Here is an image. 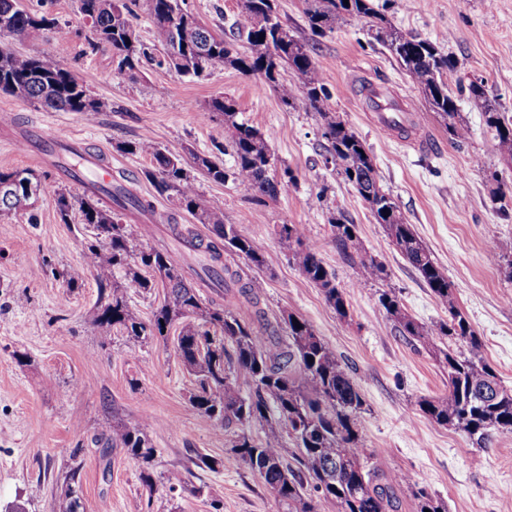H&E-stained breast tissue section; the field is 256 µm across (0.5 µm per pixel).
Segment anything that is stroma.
Instances as JSON below:
<instances>
[{"label": "stroma", "instance_id": "1", "mask_svg": "<svg viewBox=\"0 0 512 512\" xmlns=\"http://www.w3.org/2000/svg\"><path fill=\"white\" fill-rule=\"evenodd\" d=\"M20 3L55 20L43 41L21 45V52L44 54L69 68L108 107L90 120L0 92V171L25 169L42 184L34 208L0 214V512L16 503L25 512H54L77 448L84 457L80 512H282L260 477L232 455L238 425L218 429L192 407L197 383L175 352L177 331L139 340L119 331L108 341L99 336L91 322L98 297L93 276L77 288L63 277L80 264L81 248L94 241L95 231L77 208L69 222H61L55 203L58 192L76 205L87 192L58 164L30 157L21 147L31 127L80 134L86 153L111 163L113 182L153 202L152 212L131 210L123 219L134 250L164 248L179 262L186 249L178 233L190 230L206 239L207 226L157 196L145 175L150 159L121 147L147 136L231 166L223 123L204 116L218 95L233 99L240 118L268 134L279 167L295 177L277 198L262 202L234 182L198 179L200 198L222 204L225 223L265 257L258 269L228 252L225 265L260 283L265 317L280 332L288 330L283 316L306 319L348 368L364 401L357 429L373 466L407 475L441 499L446 512H512V433L494 434L488 447L477 448L419 409L421 400L446 395V377L432 354L399 334L378 295L395 293L405 311L427 326L446 314L354 187L328 163L318 114L301 102L283 105L272 88L229 67L195 78L146 62L137 78H129L108 48L89 45L90 23L78 0ZM375 3L403 32L442 40L459 75L482 79L489 97L512 114V0ZM187 6L218 33L229 32L240 17L239 0H188ZM278 6L327 81L328 110L369 147L381 185L447 274L483 341L485 359L512 388V279L489 260L494 252L512 255V199L503 208L493 200L498 191L512 189V167L501 161L482 113L461 100L470 138L451 143L423 94L360 26L316 36L304 0H278ZM369 81L404 97L422 115L433 149L407 151L379 139L360 97ZM337 215L356 225L359 254L382 262L385 280L362 281L357 257L338 249L329 224ZM283 224L303 225L316 243L345 293L348 317H339L321 289L290 263L277 235ZM19 354L27 355L26 365L16 362ZM115 423L144 429L155 450L153 489L143 487L140 463L123 449L104 457L92 444L94 435ZM199 452L219 459L218 471L194 468ZM176 470L185 473L187 490L170 491L167 476Z\"/></svg>", "mask_w": 512, "mask_h": 512}]
</instances>
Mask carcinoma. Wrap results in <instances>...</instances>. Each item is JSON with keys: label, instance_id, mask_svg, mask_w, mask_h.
<instances>
[{"label": "carcinoma", "instance_id": "1", "mask_svg": "<svg viewBox=\"0 0 512 512\" xmlns=\"http://www.w3.org/2000/svg\"><path fill=\"white\" fill-rule=\"evenodd\" d=\"M79 2L81 13L92 24L90 45L108 47L119 72L131 78L144 61L161 67L169 57L188 55L194 59L192 76L229 65L273 88L284 104L293 106L303 101L317 112L334 165L448 315L428 327L409 316L397 296L387 291L379 295L380 305L397 323L399 333L434 355L447 374L448 396L422 400L420 411L435 423L465 434L479 448L485 447L495 432L512 433V389L500 384L496 371L485 361L481 339L460 310L448 276L383 189L365 143L337 113L325 108L330 98L326 80L306 44L281 20L276 0H240L238 36L245 43L242 51L234 41L202 26L182 8L181 0H147L155 38L162 47L160 59L136 34L127 0ZM306 4L305 16L314 34L332 32L348 21L362 25L367 36L388 50L422 92L452 141L470 137L457 102L463 97L473 102L484 115L498 154L512 163V116L498 109L481 82H467L459 76L456 89L449 88L446 77L458 72V66L441 50L439 42L399 31L374 8L373 0H306ZM52 25L48 17L22 9L19 0H0V34H7L16 43L38 42ZM285 69L295 76L288 83L281 80ZM14 86L19 87L20 97L45 109L82 112L91 119L106 107L91 98L74 73L53 59L0 48V91L10 94ZM207 116L224 120L234 159L229 170L187 146L161 147L149 138L125 144L123 152L150 158L152 170L147 176L157 193L192 214L221 240L219 244L206 241L190 231L180 237L190 251L203 256L199 268L192 272L224 302L202 300L168 253L153 248L134 252L126 225L121 222L122 212L130 207L150 211L152 201L134 196L120 184L93 188L92 194H103L112 201L108 210L91 198L80 203L83 223L93 225L96 241L83 246L81 267L69 274V287L79 286L87 272L94 276L99 293L93 323L105 339L115 328L139 338L162 337L172 326L180 327L176 352L197 380L191 405L221 429L235 423L262 432L258 439L244 432L236 435L230 452L262 479L282 512H314L312 500L305 497L309 483L323 498L336 501L339 512H394L399 492L408 495L411 512H445L437 499L405 476L387 475L369 464L356 429L362 396L350 373L311 324L290 314L285 319L288 335H279L259 308L258 286L224 265L226 252L244 257L258 269L265 265V258L235 225L224 223L223 206L200 200L195 173L215 182L230 178L259 201L274 199L287 190L293 175L287 168L281 180L271 175L276 164L270 162L274 154L268 136L238 120L232 99L213 97ZM39 186L25 169L0 172V213L34 205ZM330 226L341 251L346 253L357 246L355 225L333 217ZM277 234L295 268L321 288L326 304L337 315L347 317L344 292L304 228L282 224ZM358 266L366 282L387 276L385 266L373 256H359ZM158 282L165 290L164 302L145 322L131 309L128 291L148 290ZM244 308L262 323L260 329L241 315ZM240 380L252 386L249 395L241 394ZM285 431L294 445L290 452L283 442ZM106 441L140 461L143 485L153 486L149 465L155 448L143 429L114 424ZM81 469L76 449L64 488L55 501V512H79L76 486Z\"/></svg>", "mask_w": 512, "mask_h": 512}]
</instances>
